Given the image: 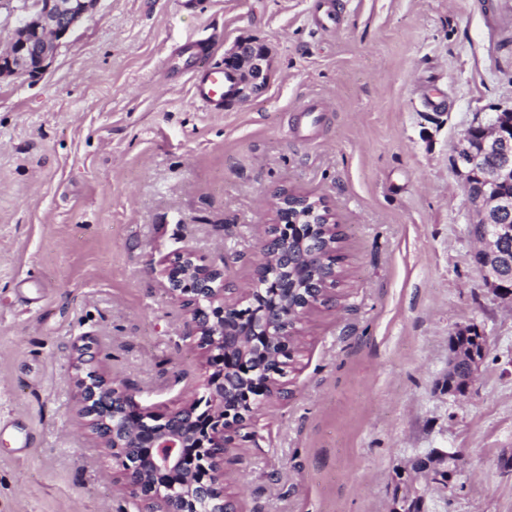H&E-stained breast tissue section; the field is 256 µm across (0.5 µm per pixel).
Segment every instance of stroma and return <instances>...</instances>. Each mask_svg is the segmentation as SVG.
Segmentation results:
<instances>
[{"label": "stroma", "mask_w": 512, "mask_h": 512, "mask_svg": "<svg viewBox=\"0 0 512 512\" xmlns=\"http://www.w3.org/2000/svg\"><path fill=\"white\" fill-rule=\"evenodd\" d=\"M99 0L33 77L0 79V512H143L78 414L86 370L160 412L204 360L159 262L190 250L243 288L274 193L321 199L341 240L336 304L299 326L285 390L234 435L235 512H390L433 448L459 453L425 512H512V306L472 260L454 167L475 113L512 110V0ZM268 47L266 90L220 112L168 57ZM322 100L326 109L298 107ZM483 331L467 399L448 338Z\"/></svg>", "instance_id": "obj_1"}]
</instances>
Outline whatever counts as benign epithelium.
I'll list each match as a JSON object with an SVG mask.
<instances>
[{
	"label": "benign epithelium",
	"mask_w": 512,
	"mask_h": 512,
	"mask_svg": "<svg viewBox=\"0 0 512 512\" xmlns=\"http://www.w3.org/2000/svg\"><path fill=\"white\" fill-rule=\"evenodd\" d=\"M100 0H22L20 21L9 46L0 52V77L35 76L44 71L61 39L89 17ZM224 69L236 77L232 95L243 101L265 88L270 75L269 51L262 44L240 42L224 56ZM455 165L477 222L485 229L478 250L482 254L485 284L495 296L512 303V194L502 187L512 184V137L494 118L476 114L461 137ZM293 207L290 193L283 191L273 206L275 222L261 240L262 257L257 270L276 264L279 254L271 248L284 225L278 213ZM160 275L171 296L190 315L185 337L203 351L212 373L205 395L187 401L169 413L142 407L128 385L95 376L78 380L81 386L82 417L112 450V459L124 472L123 489L150 504L148 512H191L196 498L203 496L210 512H230L224 497V448L233 434L253 420L262 404L256 397L272 400L283 388L276 372L265 379H239L237 371L249 364L264 367L280 363L283 353L274 351L281 336H292L297 324L319 303L328 301L330 283L297 291L295 300L285 299L278 317L262 318L263 336L251 328L240 329L227 322L237 304L253 297L266 286L280 295L271 283L253 284L240 291L224 282V271L204 263L194 253L181 250L160 263ZM485 348L466 349L455 345L448 358V393L467 396L484 358ZM458 453L433 448L412 464L414 473L426 484L442 491L452 488ZM424 496L415 487L396 497L390 512H423Z\"/></svg>",
	"instance_id": "benign-epithelium-1"
}]
</instances>
